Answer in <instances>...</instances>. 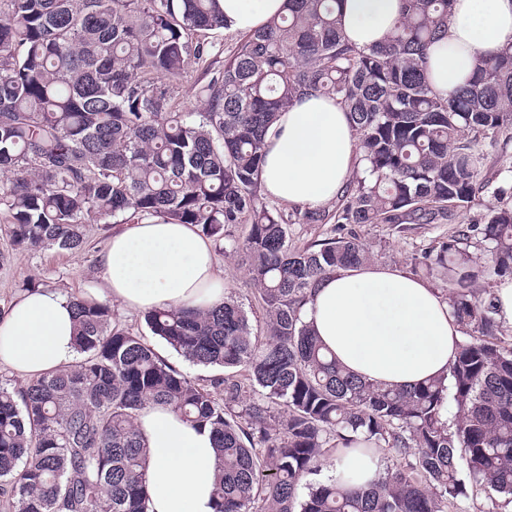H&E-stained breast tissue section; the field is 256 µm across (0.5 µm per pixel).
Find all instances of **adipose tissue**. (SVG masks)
I'll return each mask as SVG.
<instances>
[{"mask_svg": "<svg viewBox=\"0 0 512 512\" xmlns=\"http://www.w3.org/2000/svg\"><path fill=\"white\" fill-rule=\"evenodd\" d=\"M230 28L247 32L285 14L287 0H222ZM400 0H342L345 37L380 43L400 14ZM512 41V0H454L448 33L429 53L433 89L447 94L471 73L475 51ZM357 139L332 100L309 96L280 113L266 140L265 195L317 207L350 179ZM104 291L128 308H210L224 301L211 243L189 224L153 217L113 233L99 258ZM321 344L355 377L409 388L447 373L461 331L447 299L402 269L371 263L323 278L303 312ZM75 316L53 290L26 293L0 319V361L33 377L77 356ZM135 426L148 448L149 512H214L218 457L208 430L170 406L151 403Z\"/></svg>", "mask_w": 512, "mask_h": 512, "instance_id": "adipose-tissue-1", "label": "adipose tissue"}]
</instances>
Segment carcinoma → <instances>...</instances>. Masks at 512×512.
Instances as JSON below:
<instances>
[{
	"mask_svg": "<svg viewBox=\"0 0 512 512\" xmlns=\"http://www.w3.org/2000/svg\"><path fill=\"white\" fill-rule=\"evenodd\" d=\"M340 2L288 0L196 88L201 108L177 112L173 86L211 53L199 33L226 27L220 0H0V214L14 247L76 251L101 221L191 224L245 250L265 316L259 335L228 294L145 312L186 360L229 371L207 387L108 304L67 294L75 360L20 392L0 381V490L13 512H148L134 419L150 401L213 433L215 512H448L469 486L512 497V343L492 289L478 287L512 275V191L482 178L487 144L512 173V42L476 52L441 96L428 54L453 0H401L385 41L365 47L346 40ZM307 95L347 112L358 171L334 210L285 212L261 196L264 148L278 113ZM237 224L249 225L241 247ZM290 224L454 225L414 262L446 283L464 336L446 377L400 390L346 374L302 313L321 279L370 252L352 231L297 246ZM332 440L398 464L367 487L300 495Z\"/></svg>",
	"mask_w": 512,
	"mask_h": 512,
	"instance_id": "carcinoma-1",
	"label": "carcinoma"
}]
</instances>
